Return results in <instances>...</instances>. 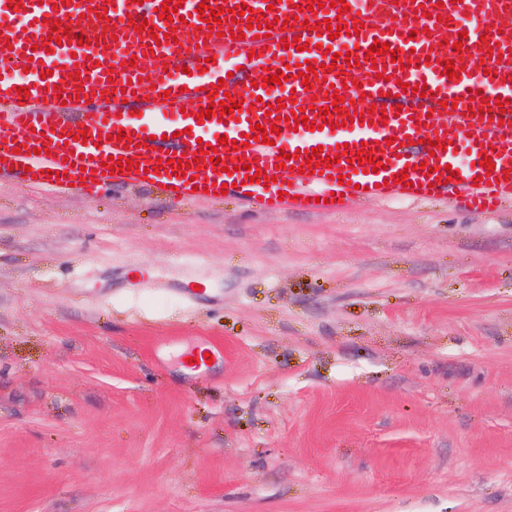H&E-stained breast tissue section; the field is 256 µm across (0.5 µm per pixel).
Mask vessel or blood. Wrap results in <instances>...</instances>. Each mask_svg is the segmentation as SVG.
Listing matches in <instances>:
<instances>
[{
    "mask_svg": "<svg viewBox=\"0 0 512 512\" xmlns=\"http://www.w3.org/2000/svg\"><path fill=\"white\" fill-rule=\"evenodd\" d=\"M200 1L181 0L178 18L167 21L158 14L162 0H0V179L75 185L90 198L106 184L153 183L181 199L196 188L231 183L235 194L258 195L270 209L314 213L336 212L355 197L424 199L448 186L480 210L512 200V32L497 29L512 14V0H345L351 7L345 14L329 6L310 9L311 0H205L228 7L214 31L201 24ZM242 3L259 16V27H248L247 16L232 17L231 7ZM277 18L287 20L286 29L273 27ZM354 18L363 24L355 35L331 39L317 28L327 19L344 25ZM54 19L70 31L57 45L48 40ZM144 22L153 32L138 31ZM82 34L91 43L78 44ZM293 37L310 43V50L285 47ZM377 41L388 43L390 52L368 62L366 52ZM394 50L402 59H418V66L402 68L390 57ZM471 53L482 57L487 75L447 78L443 61ZM348 54L355 67L347 66ZM230 61L248 72L260 65L285 70L290 78L272 89L239 90L228 76ZM307 62L315 71L304 83L296 74ZM17 65L28 70L29 94L16 90ZM405 83L410 91H402ZM423 85L425 98L418 93ZM220 86L233 97L245 94L251 110L197 121V110L208 108L210 92ZM337 90L345 96L342 108L357 107L363 121L343 126L337 111L324 116L312 109V98ZM280 98L279 116L269 115ZM190 99L195 109L183 110ZM302 107L326 128L288 130L286 116ZM256 124L278 125L281 133L269 144L246 141ZM224 136L230 146H217ZM316 147L333 160L321 174L279 168L280 154L303 163ZM363 147L372 149L378 172L356 164ZM200 150L220 156V171L192 167ZM111 156L133 162V169L110 171ZM174 157L187 163L185 176L171 169ZM486 157L488 169L481 165ZM249 163L263 181H246ZM403 170L405 185L395 181Z\"/></svg>",
    "mask_w": 512,
    "mask_h": 512,
    "instance_id": "vessel-or-blood-1",
    "label": "vessel or blood"
}]
</instances>
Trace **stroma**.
<instances>
[{
  "mask_svg": "<svg viewBox=\"0 0 512 512\" xmlns=\"http://www.w3.org/2000/svg\"><path fill=\"white\" fill-rule=\"evenodd\" d=\"M0 512H512V204L0 180Z\"/></svg>",
  "mask_w": 512,
  "mask_h": 512,
  "instance_id": "35a3bbf8",
  "label": "stroma"
}]
</instances>
